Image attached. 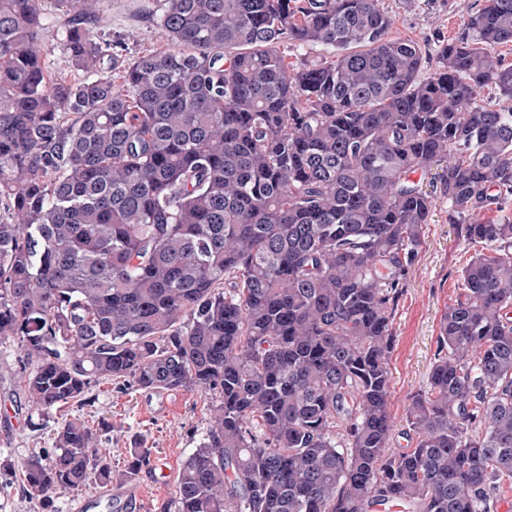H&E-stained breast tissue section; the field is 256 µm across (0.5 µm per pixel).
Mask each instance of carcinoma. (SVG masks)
<instances>
[{
    "label": "carcinoma",
    "instance_id": "cac0c4a2",
    "mask_svg": "<svg viewBox=\"0 0 512 512\" xmlns=\"http://www.w3.org/2000/svg\"><path fill=\"white\" fill-rule=\"evenodd\" d=\"M0 0V345L29 405L210 396L174 512H497L512 485V0L422 76L384 0H165L172 49L121 60L98 0ZM333 50L290 63L279 46ZM119 72L121 85L113 73ZM498 95V103L482 91ZM482 244L441 316L416 447L389 451L395 304L434 197ZM21 464L30 498L131 482L78 420ZM48 13L50 26L44 39L46 62L52 72L69 73L71 62L62 48L66 35L64 24L53 11L48 10Z\"/></svg>",
    "mask_w": 512,
    "mask_h": 512
}]
</instances>
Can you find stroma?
Instances as JSON below:
<instances>
[{"label":"stroma","instance_id":"obj_1","mask_svg":"<svg viewBox=\"0 0 512 512\" xmlns=\"http://www.w3.org/2000/svg\"><path fill=\"white\" fill-rule=\"evenodd\" d=\"M164 0H100L107 38L125 43L123 57L133 61L167 51L157 26ZM392 18L391 34L419 43L426 58L439 45L459 36L477 0H384ZM435 206L424 227L425 243L412 266L394 317L389 368V412L394 422L391 448L415 447L406 424L409 399L427 388L437 352L439 322L447 307L462 297L459 275L475 254L473 245L448 221V203L440 198L436 171L422 176ZM18 343L0 348V512H44L23 489L15 468L28 457L54 445V430L78 419L100 439L113 471L124 470L132 447L150 449L152 464L136 484L139 499L133 512H162L171 503L175 477L210 425L209 399L195 391L144 392L119 389L111 381L94 387L87 402L69 404L42 415L24 400L15 371Z\"/></svg>","mask_w":512,"mask_h":512}]
</instances>
